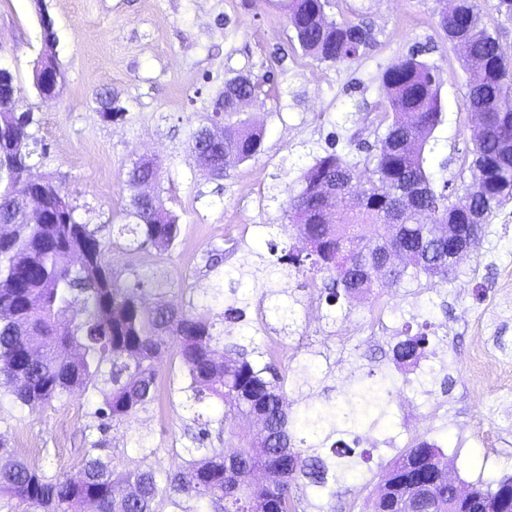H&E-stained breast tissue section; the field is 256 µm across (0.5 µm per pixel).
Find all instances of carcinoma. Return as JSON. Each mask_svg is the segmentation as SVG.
I'll return each mask as SVG.
<instances>
[{
    "label": "carcinoma",
    "instance_id": "carcinoma-1",
    "mask_svg": "<svg viewBox=\"0 0 512 512\" xmlns=\"http://www.w3.org/2000/svg\"><path fill=\"white\" fill-rule=\"evenodd\" d=\"M458 17L439 16L438 26L451 44H468L463 63L469 73L465 107L486 116L472 129L473 159L464 193L452 196L431 186L428 139L441 122L439 84L427 64L409 56L390 66L382 81L388 91L390 113L375 154L365 158L368 172L360 195H350L362 178L358 164L336 150H327L304 174L305 187L288 196L285 212L300 224L315 247L292 250L277 262L310 280H329L326 299H353L381 278L397 286L405 278L448 279L445 242L437 239L427 211L450 224H485L512 198V67L499 37L483 22L479 0H459ZM328 0H278L303 51L319 60L343 62L359 55L373 41L371 29L347 21L325 20ZM262 84L246 75L224 82V142L193 137L190 152L202 147L211 156L213 175L223 176L224 156L237 163L260 150L262 132L239 114L236 99L257 96ZM32 117L12 111L0 99V224L11 228L0 242V396L21 407L36 408L76 389L96 390L103 413L120 420L146 409L156 397L154 360L169 347L189 377L186 399L201 403L214 398L224 407L215 425L191 437L194 447L165 478L143 459L120 464L101 456L95 443L87 450L79 476H48L30 467L0 441V498L27 503L33 512H298V489L314 486L332 490L329 481L347 478L356 469L355 451L342 440L331 456L322 459L295 443V432L311 433L336 423L352 424L357 415L391 395L388 386L367 387L347 405L329 404L291 414L283 384L286 372L273 363L257 368L246 352L226 342L213 324L189 310L145 303V280L127 283L108 267L97 232L78 222L74 213L62 217L54 208L56 186H43L44 211L52 222H39L26 210V172L35 142L29 133ZM160 164L139 161L129 182L157 180ZM417 186V198L410 197ZM348 214L336 217L337 208ZM128 217L132 222L112 230V240L132 251L170 250L179 235L172 212L133 195ZM90 260L73 265L74 254ZM79 291L84 305L70 309ZM424 333L404 331L393 349L398 364L424 355ZM242 416L256 419L260 430L240 433L233 422ZM221 447H212V441ZM441 448L425 439L405 449L387 472L392 491L378 495L374 512L399 505L414 508L418 483L430 484L432 497L448 504V488L432 483L443 464Z\"/></svg>",
    "mask_w": 512,
    "mask_h": 512
}]
</instances>
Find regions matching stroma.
Wrapping results in <instances>:
<instances>
[{
	"label": "stroma",
	"instance_id": "1",
	"mask_svg": "<svg viewBox=\"0 0 512 512\" xmlns=\"http://www.w3.org/2000/svg\"><path fill=\"white\" fill-rule=\"evenodd\" d=\"M443 0H330L328 18L371 29L374 42L341 62L301 49L274 0H0V68L19 93L16 112L33 116L38 148L32 171L57 180L81 223L97 229L106 261L122 277L148 278L158 297L209 319L223 331L224 299L249 302L239 344L265 365L277 355L292 410L344 403L363 384L394 386L388 405L351 427L358 479L335 493L299 491L305 512H368L394 460L418 438L442 448L455 481L512 476V202L496 211L446 280L426 275L374 286L369 299L320 298L276 259L298 247L283 235L284 203L329 146L362 160L375 151L374 120L388 109L386 69L414 54L438 75L443 119L430 139L435 187L461 191L469 181L474 118L464 107L468 75L437 20ZM53 40L45 42L42 19ZM52 50L63 74L56 99L33 87V67ZM263 79L245 116L263 131L260 152L211 178L191 156L200 127L214 119L224 82ZM107 96L120 115L105 118ZM143 157L162 163L154 194L179 219L166 252L112 244L125 223L128 172ZM427 334L415 366L398 369L397 333ZM157 397L147 410L99 421V396L76 390L46 407L21 409L0 398V441L49 475L77 474L87 448L102 442L115 459L148 463L165 475L190 444L189 431L216 419L221 405H187L177 356L156 360Z\"/></svg>",
	"mask_w": 512,
	"mask_h": 512
}]
</instances>
